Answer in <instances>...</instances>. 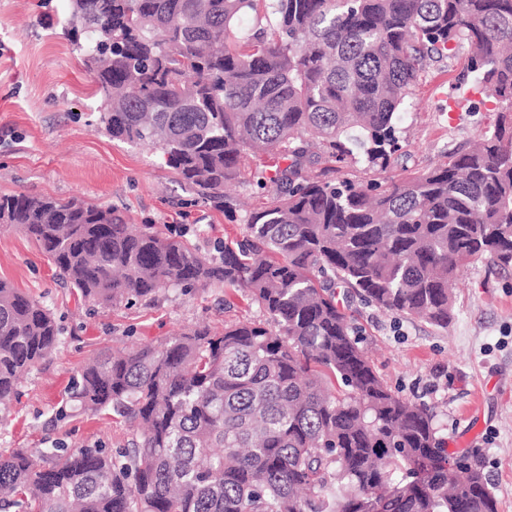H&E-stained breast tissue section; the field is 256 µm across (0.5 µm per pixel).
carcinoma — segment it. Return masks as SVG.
<instances>
[{"mask_svg": "<svg viewBox=\"0 0 512 512\" xmlns=\"http://www.w3.org/2000/svg\"><path fill=\"white\" fill-rule=\"evenodd\" d=\"M65 30L108 133L157 150L199 199L235 208L224 188L249 152L288 164L256 174L271 200L213 254L111 207L0 195V223L84 305L222 285L266 316L98 353L57 415L107 412L130 438L1 452L0 512H497L480 465L448 470L433 413L377 374L350 307L446 328L467 263L512 268V0H68ZM462 44V79L497 105L479 141L402 181L304 175L386 169L420 73ZM63 333L0 280L1 422Z\"/></svg>", "mask_w": 512, "mask_h": 512, "instance_id": "1", "label": "carcinoma"}]
</instances>
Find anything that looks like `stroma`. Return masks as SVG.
Listing matches in <instances>:
<instances>
[{
    "label": "stroma",
    "mask_w": 512,
    "mask_h": 512,
    "mask_svg": "<svg viewBox=\"0 0 512 512\" xmlns=\"http://www.w3.org/2000/svg\"><path fill=\"white\" fill-rule=\"evenodd\" d=\"M66 0H0V194L29 193L113 207L134 224L161 232L186 226L190 243L208 251L214 240H240L247 210L267 194L252 185L255 168H272L264 155L248 156L228 191L240 208L227 213L194 202L157 151L112 139L100 122L96 87L75 44L63 33ZM465 51L426 68L411 103L399 114L402 150L383 171L345 166L358 181H398L447 163L458 146L493 124L491 98L458 75ZM477 113H469V106ZM0 279L42 299L65 326L59 350L21 387L0 451L106 445L129 437L126 424L73 412L56 419L71 377L103 348L127 351L198 323L216 330L256 319L247 294L221 287L186 295L171 288L155 302L95 313L78 307L54 265L21 230L0 229ZM376 371L398 395L433 410L442 447L480 461L498 512H512V269L487 259L468 263L455 286V315L440 328L360 303L351 305Z\"/></svg>",
    "instance_id": "35a3bbf8"
}]
</instances>
